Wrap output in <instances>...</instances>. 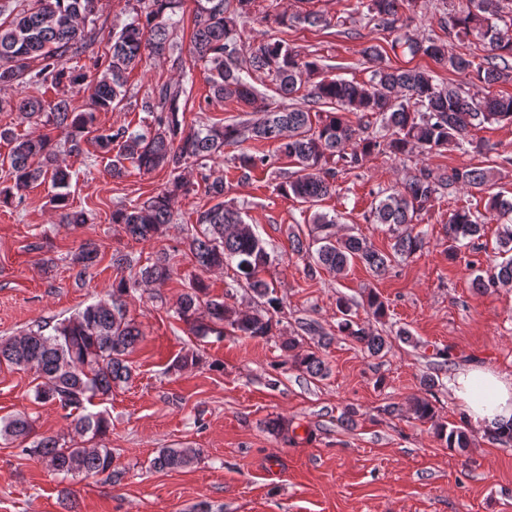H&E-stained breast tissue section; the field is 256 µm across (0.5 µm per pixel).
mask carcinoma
Here are the masks:
<instances>
[{
  "instance_id": "cac0c4a2",
  "label": "carcinoma",
  "mask_w": 512,
  "mask_h": 512,
  "mask_svg": "<svg viewBox=\"0 0 512 512\" xmlns=\"http://www.w3.org/2000/svg\"><path fill=\"white\" fill-rule=\"evenodd\" d=\"M98 0H35L28 10L14 12L11 0H0V15L9 12L13 19L0 24V85L57 87L63 83L88 92L92 109L77 112L70 96L63 94L50 102L24 96L13 106L21 118L31 120L47 114L48 120L63 134V147L73 155L84 152L83 145L93 140L100 154L109 159V172L121 177L128 160L147 173L158 168L169 170L172 179L158 193L130 206L112 211V223L123 225L126 235L136 241H149L161 234L173 220V204L180 195L193 191L184 177L188 166L204 170V193L214 204L197 212L195 225L187 231L182 244L187 254L204 271L235 265L238 278L252 293L257 309L243 314L226 298L209 296V285L199 279L178 301L177 315L191 326L194 334L207 337L229 331L249 338L273 335L274 317L281 312L282 299L262 277L271 263L266 242L245 222L241 208L224 201V178L211 177L205 170L210 162L223 156L224 147L240 146L247 141H270L276 152L294 164L285 172L276 190L305 206V222L313 225L314 235L307 242L292 240V251L312 259L308 275L318 269L340 273L354 261L361 262L374 275L386 273L397 258H410L424 245L422 232L412 224L448 191L459 188L485 191L493 185L494 173L488 168L414 169L398 189L381 188L375 192L366 220L384 224L392 234V253L377 251L360 235L339 238L333 232L337 216L317 210L319 202L336 191L340 173L358 169L374 154L402 158L413 151L428 154L450 145H466L480 150L472 131L487 124H512V95H500L490 88L512 82V16L500 14L497 0H466V6L449 18L444 26L464 40L470 36L486 45L483 62L465 53L448 54L444 43L434 37H420L400 23L399 10L405 0H367L365 25L396 33L391 49L403 47L413 56H424L443 68L464 76H474L489 92L476 100L461 87L436 82L432 71L420 67L371 70L367 81L313 77L322 70L317 59L303 55L288 42L271 33L259 42L241 38V27L250 12L252 0H197L191 36V60L208 66V83L215 98L256 107L262 116L254 121L202 123L185 128L179 118L181 102L188 101L187 82L193 81L191 68L182 56L173 65L182 72L183 81L164 82L135 107L152 114L153 124L142 130L120 126L106 129L96 125V113L114 111L127 97V74L144 56L161 57L174 47L179 21L174 19L181 0H136L139 9L130 21L112 32L107 65L94 63L95 73L72 71L65 66L68 56L85 51L93 43L85 34L84 23L95 13ZM327 26L330 21L314 11L292 16L276 14L272 22L288 21ZM41 66L31 69L29 61ZM261 71L271 77L277 94L287 99L300 90L305 105H292L277 111L257 102L261 93L248 81L250 72ZM365 119L354 126L348 115ZM0 141L10 145L9 175L13 184L0 190V203L8 204L33 184L50 183L53 208L61 219L77 226L86 223L85 213L70 204L66 191L71 172L56 163L57 144L44 136H20L11 128H0ZM117 153H112V150ZM241 177L269 165L267 156L241 153L238 157ZM501 221L500 254L506 256L494 266V273L473 278L475 288L497 283H512V199L501 193L488 194L485 213L470 206L453 209L445 222L448 256L456 258L465 240L481 236L488 216ZM71 265L83 278L101 261L99 247L89 241L71 254ZM172 275L170 254L163 250L139 268L130 280L113 287L107 302L87 305L53 326L39 325L20 336L0 339V365L17 369L34 368L41 382L34 389L35 398L55 403L68 411L74 437L60 442L56 436L31 440L33 421L24 412L0 417V439L16 442L55 474H104L109 481H119L124 471L115 465L112 449L105 444L111 427L104 411L90 412L86 405L97 396L112 394V387L133 378L128 356L142 339V331L127 317V298L145 284L164 282ZM366 303L372 317L387 316L388 305L373 290ZM340 313L337 332L360 344L378 357L388 351L387 339L370 324L352 314L348 301H336ZM51 333H46L47 329ZM293 337L281 342L288 360L308 374L321 376L325 362L316 351H298ZM411 411L422 422L435 420V407L423 397L413 399ZM435 434L450 448L470 446L466 423L450 427L437 424ZM199 457L194 448H162L152 460L159 470H178Z\"/></svg>"
}]
</instances>
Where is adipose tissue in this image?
Returning <instances> with one entry per match:
<instances>
[{
	"label": "adipose tissue",
	"instance_id": "adipose-tissue-1",
	"mask_svg": "<svg viewBox=\"0 0 512 512\" xmlns=\"http://www.w3.org/2000/svg\"><path fill=\"white\" fill-rule=\"evenodd\" d=\"M450 387L470 426L489 430L512 422V377L469 368L459 371Z\"/></svg>",
	"mask_w": 512,
	"mask_h": 512
}]
</instances>
